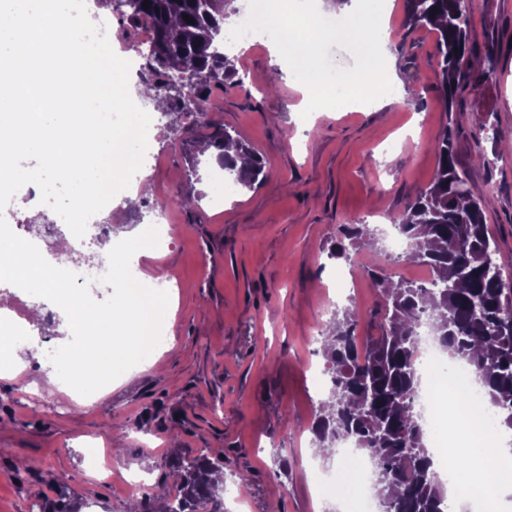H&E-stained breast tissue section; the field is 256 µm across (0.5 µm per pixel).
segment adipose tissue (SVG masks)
Returning <instances> with one entry per match:
<instances>
[{
    "label": "adipose tissue",
    "instance_id": "1",
    "mask_svg": "<svg viewBox=\"0 0 512 512\" xmlns=\"http://www.w3.org/2000/svg\"><path fill=\"white\" fill-rule=\"evenodd\" d=\"M392 0H341L335 8L311 14L303 0H264L259 11L242 14L239 24L272 41L276 63L302 94L301 112L359 110L401 99L391 77L393 63L386 31ZM442 415L463 424L458 445L466 463L457 472L458 497L499 496L504 476L486 462L475 444L486 396L470 388L440 392Z\"/></svg>",
    "mask_w": 512,
    "mask_h": 512
}]
</instances>
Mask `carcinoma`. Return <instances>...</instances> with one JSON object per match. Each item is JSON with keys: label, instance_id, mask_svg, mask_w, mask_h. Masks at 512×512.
<instances>
[{"label": "carcinoma", "instance_id": "obj_1", "mask_svg": "<svg viewBox=\"0 0 512 512\" xmlns=\"http://www.w3.org/2000/svg\"><path fill=\"white\" fill-rule=\"evenodd\" d=\"M146 1L150 5L145 8ZM231 2L134 0L130 20L149 19L155 27L147 57L151 79L142 82L146 97L156 99L160 82L167 102L179 99L186 87L195 90L192 103L201 115L197 125L213 129L205 143L218 150V164L235 183L252 188L265 179L264 163L240 135L224 128L208 93L211 82L235 76L221 50ZM406 10L411 29L429 28L436 34V77L445 104H453L460 84L475 89L494 73L497 50L492 45L480 57L482 65H472V0H406ZM231 146L252 163L237 167L226 153ZM433 150L437 167L431 184L395 220L411 240L405 258L430 268V287L394 281L379 267L369 271L381 313L368 323L376 334L360 352L354 342L360 312L352 307L333 314L328 330L334 344L323 351L331 388L311 426L314 447L329 449L324 457L349 441L373 459V490L383 512H443L446 496L412 411L418 309L428 311L431 328L449 357L475 369L493 405L506 410L503 425L512 429V287H506L503 265L491 246L489 200L474 197L456 170L448 129L442 130ZM338 234L335 257H348L349 246L384 251L383 239L367 224H341ZM171 468L180 479L177 493L145 494L137 512H224V480L215 478L224 473V459L176 458Z\"/></svg>", "mask_w": 512, "mask_h": 512}]
</instances>
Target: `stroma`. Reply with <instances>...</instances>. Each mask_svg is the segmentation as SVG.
<instances>
[{"mask_svg":"<svg viewBox=\"0 0 512 512\" xmlns=\"http://www.w3.org/2000/svg\"><path fill=\"white\" fill-rule=\"evenodd\" d=\"M405 18V0H394L393 66L407 95L383 110L294 112L300 95L265 42L234 51L238 78L212 85L211 97L223 124L262 158L267 178L234 187L222 206L213 204L216 162L199 153L203 128L173 109L154 113L161 190L190 180L201 195L195 209L171 210V253L139 259L142 276L166 269L180 290L173 347L88 403L46 379L47 353L68 341L64 311L27 337L43 362L0 378V512H31L36 498L62 492L82 512H127L136 498L129 475L170 488L171 460L203 453L223 458L225 486L249 479L239 496H225L224 512H321L305 428L328 393L314 383L325 360L310 336L324 333L329 309L353 304L366 320L377 312L371 285L351 295L335 287L338 271L357 262L394 266L367 249L334 257L337 226L363 220L377 229L400 214L431 183L432 146L446 129L467 188L492 201L489 232L512 273V151L478 126L483 118L512 132V0H474L476 45L495 46L497 71L481 90L459 87L450 108L434 75L436 35L408 30ZM480 153L486 164L476 162ZM11 208L15 234H38L45 255L70 234L40 202L17 199ZM45 389L49 401L34 403ZM92 443L118 447L111 476L86 464Z\"/></svg>","mask_w":512,"mask_h":512,"instance_id":"35a3bbf8","label":"stroma"}]
</instances>
